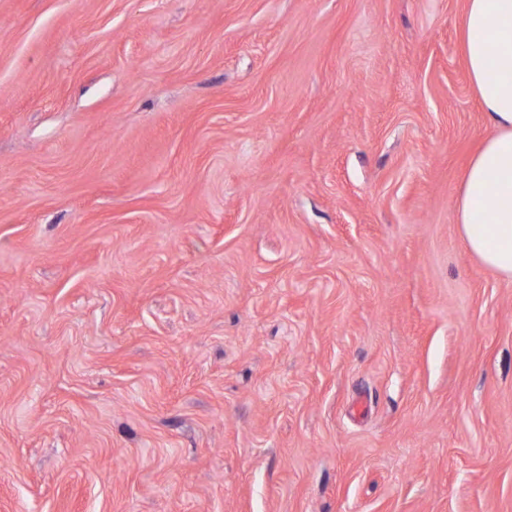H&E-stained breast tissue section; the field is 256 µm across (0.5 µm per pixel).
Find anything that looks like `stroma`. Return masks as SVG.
<instances>
[{
    "instance_id": "35a3bbf8",
    "label": "stroma",
    "mask_w": 512,
    "mask_h": 512,
    "mask_svg": "<svg viewBox=\"0 0 512 512\" xmlns=\"http://www.w3.org/2000/svg\"><path fill=\"white\" fill-rule=\"evenodd\" d=\"M463 9L0 0V512H512Z\"/></svg>"
}]
</instances>
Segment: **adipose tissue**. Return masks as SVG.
Segmentation results:
<instances>
[{"mask_svg": "<svg viewBox=\"0 0 512 512\" xmlns=\"http://www.w3.org/2000/svg\"><path fill=\"white\" fill-rule=\"evenodd\" d=\"M460 35L491 132L465 171L456 220L467 252L512 279V0H466Z\"/></svg>", "mask_w": 512, "mask_h": 512, "instance_id": "adipose-tissue-1", "label": "adipose tissue"}]
</instances>
